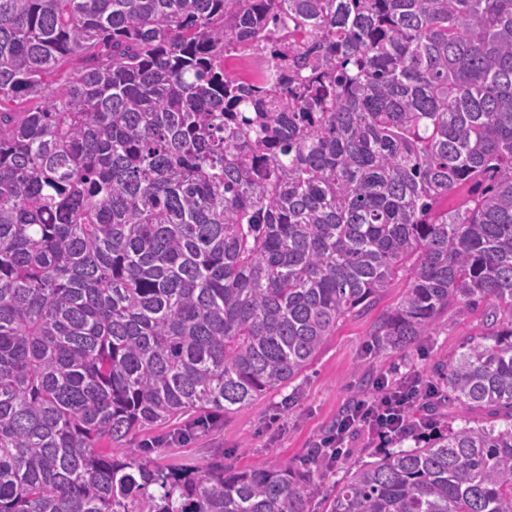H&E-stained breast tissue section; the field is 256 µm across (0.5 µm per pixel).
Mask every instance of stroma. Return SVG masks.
Wrapping results in <instances>:
<instances>
[{
  "instance_id": "obj_1",
  "label": "stroma",
  "mask_w": 512,
  "mask_h": 512,
  "mask_svg": "<svg viewBox=\"0 0 512 512\" xmlns=\"http://www.w3.org/2000/svg\"><path fill=\"white\" fill-rule=\"evenodd\" d=\"M399 288L389 289L371 310L340 320L303 373L286 388L271 391L253 404L218 416L209 428L197 427L196 416L138 432L136 447L150 449L158 465L198 467L212 458L225 466L260 469L279 458H304L326 436L357 392L379 376L398 379L416 373L436 379L437 366L448 364L471 339L490 333L482 308H449L439 315L431 336L401 350L374 354L371 335L381 316L392 308ZM386 441L367 431L345 441L343 465L315 479L312 508L321 512L324 501L344 474L346 465L371 460Z\"/></svg>"
}]
</instances>
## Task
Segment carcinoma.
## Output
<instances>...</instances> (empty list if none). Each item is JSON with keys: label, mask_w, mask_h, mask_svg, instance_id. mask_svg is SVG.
I'll use <instances>...</instances> for the list:
<instances>
[{"label": "carcinoma", "mask_w": 512, "mask_h": 512, "mask_svg": "<svg viewBox=\"0 0 512 512\" xmlns=\"http://www.w3.org/2000/svg\"><path fill=\"white\" fill-rule=\"evenodd\" d=\"M401 281L375 352L485 305L433 388L503 424L412 420L324 512H512V0H0V512H310L329 448L127 443L286 386ZM226 69L245 83L254 84L266 78V72L263 67L256 66L245 60H236L233 62L231 69L227 65Z\"/></svg>", "instance_id": "cac0c4a2"}]
</instances>
